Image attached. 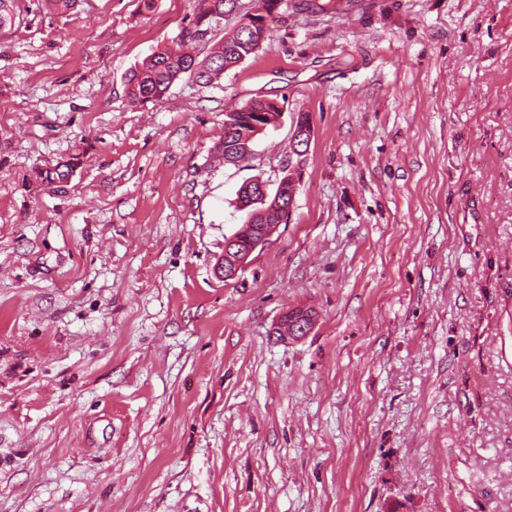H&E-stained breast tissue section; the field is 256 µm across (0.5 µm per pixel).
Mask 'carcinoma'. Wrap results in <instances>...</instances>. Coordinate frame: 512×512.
Segmentation results:
<instances>
[{"label": "carcinoma", "mask_w": 512, "mask_h": 512, "mask_svg": "<svg viewBox=\"0 0 512 512\" xmlns=\"http://www.w3.org/2000/svg\"><path fill=\"white\" fill-rule=\"evenodd\" d=\"M236 0H196L194 6V31L181 38L174 46L166 45L155 50L126 77L127 97L138 103L156 102L164 97L171 86L183 75H189L201 87H209L219 80L224 72L243 64L255 54L265 40L268 24H248L244 19L250 16L245 12L239 20L234 33L216 42L207 54L195 58L183 51L185 41H193L200 34H205L219 26L224 20L226 10H234ZM20 17L18 0H0V33L14 28L16 19ZM283 108L275 106L266 99H252L243 106L225 114V119L238 122V126L246 129L248 122L257 112H266L274 117L271 125H276L275 117ZM252 143L242 140V136L234 135L231 139H222L217 147L223 159L242 156ZM74 171L70 161L59 162L40 176L41 184L53 189L54 192H65Z\"/></svg>", "instance_id": "cac0c4a2"}]
</instances>
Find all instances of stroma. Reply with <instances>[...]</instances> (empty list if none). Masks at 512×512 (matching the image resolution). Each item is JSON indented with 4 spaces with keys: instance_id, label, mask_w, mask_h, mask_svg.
Segmentation results:
<instances>
[{
    "instance_id": "35a3bbf8",
    "label": "stroma",
    "mask_w": 512,
    "mask_h": 512,
    "mask_svg": "<svg viewBox=\"0 0 512 512\" xmlns=\"http://www.w3.org/2000/svg\"><path fill=\"white\" fill-rule=\"evenodd\" d=\"M193 6L19 0L0 36V512H512V0H287L219 85L130 104ZM255 98L282 118L220 162ZM235 133L237 136L233 135L232 138L230 136V140L222 138L217 147V150L222 155L225 164H231L228 162L229 157L244 155L247 151V148L252 153V144L254 139L249 143H247L246 140H243V142H241L242 136L240 134V131L237 130ZM74 171V164L69 161L57 163L52 169L45 170L40 176L41 185L48 186L54 192H65ZM292 189H296V184L291 173L285 174L279 181L278 187L274 194L277 198V204L272 203L268 208L255 212L263 223L245 224V227L251 225L250 232L255 236L249 238L247 249L241 246L243 241L242 231L235 233L224 240V274L222 277L225 281L234 279L242 272L248 264V259L257 249L265 246L273 232L285 222L287 215L290 218L295 193ZM288 194L292 195L288 200ZM285 201V204L283 203Z\"/></svg>"
}]
</instances>
